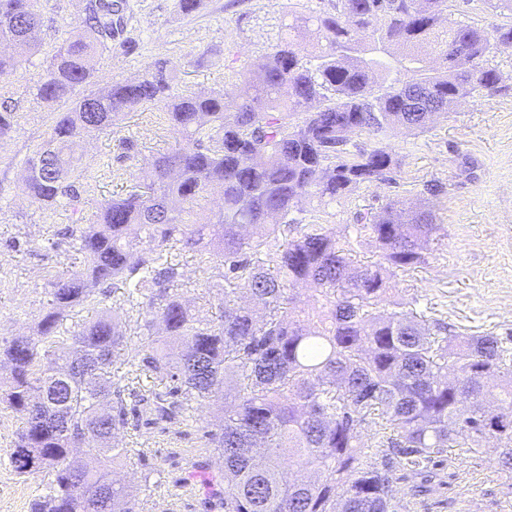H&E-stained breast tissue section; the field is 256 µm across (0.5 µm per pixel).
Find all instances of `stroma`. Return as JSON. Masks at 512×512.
<instances>
[{
	"label": "stroma",
	"instance_id": "obj_1",
	"mask_svg": "<svg viewBox=\"0 0 512 512\" xmlns=\"http://www.w3.org/2000/svg\"><path fill=\"white\" fill-rule=\"evenodd\" d=\"M119 7L128 47L113 46L99 59L92 87L126 82L166 62L175 74L176 93L224 88L230 71L259 61L262 46L283 36L282 6L270 0H202L196 13L179 11L177 0H113ZM89 0H39L48 38L71 29ZM35 56L15 75L0 80V103L14 105L17 122L0 144V344L30 335L50 300L51 275L72 269L75 254L55 246L56 233L78 217H91L100 203L125 195L132 180L157 153L175 147L178 136L159 126L153 112H137L115 131L77 138L75 151L96 179L86 194L82 215L65 209L45 210L24 190V162L48 138L54 116L30 90L43 64ZM506 76L508 88L484 98H468L423 133L396 130L384 139L400 166L388 184H362L331 203L302 201L305 215L321 214L325 223L344 229L356 212H376L388 200L414 205L424 184L440 185L430 198L438 223L448 235L429 256L427 265L398 273L402 297L423 296L437 313L447 316L458 334H512V48L491 60ZM183 278L178 295L191 308L216 317L221 271L198 263L184 246L170 250ZM97 302L85 305L79 319L92 322L115 315L131 341H138L137 315L124 303L121 283L109 282ZM20 414L0 408V512H29L47 476L20 478L8 464ZM117 440L123 448H144L157 470L158 486L141 489V466L120 465L114 473L136 499V512H185L197 496L173 497L169 452L181 442L174 434L144 427L129 428ZM450 464L431 485L416 512H512V495L504 494L493 455L460 456L449 452Z\"/></svg>",
	"mask_w": 512,
	"mask_h": 512
}]
</instances>
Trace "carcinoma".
I'll return each mask as SVG.
<instances>
[{
    "instance_id": "cac0c4a2",
    "label": "carcinoma",
    "mask_w": 512,
    "mask_h": 512,
    "mask_svg": "<svg viewBox=\"0 0 512 512\" xmlns=\"http://www.w3.org/2000/svg\"><path fill=\"white\" fill-rule=\"evenodd\" d=\"M484 2L508 21L442 29L452 0H329L317 16L290 4V35L256 67L236 72L228 89L178 96L161 66L74 97L112 51L110 0L89 8L82 34L57 39L34 85L54 112L50 162L40 149L25 161L34 203L81 211L92 176L71 144L84 131H110L152 107L182 144L156 156L126 196L102 203L92 223L59 232L83 266L50 283L33 335L0 345V407L24 419L10 464L24 477L53 476L31 512H102L103 487L112 512H135L108 470L71 460L75 448L112 463L146 460L103 437L130 424L202 432L174 479L200 474L201 512H411L450 448L493 452L512 491V340L457 335L418 297L392 298L397 272L427 264L430 245L447 236L426 200L358 212L340 235L293 217L306 198L334 201L393 180L397 160L379 145L389 131L423 133L457 100L507 88L489 60L512 46V0ZM306 33L318 45L309 54L294 38ZM0 45L1 77L43 52L37 0H0ZM385 57L411 79L391 76ZM356 135L371 145H354ZM216 189L224 206L203 220L201 201ZM365 238L377 250L367 265L356 260ZM172 244L224 268L220 319L170 293L182 279ZM110 280L138 312L139 344L129 347L106 316L60 336L61 322ZM299 284L311 291L300 309ZM244 288L263 315L238 302ZM172 340L185 349L167 352ZM123 351L154 388L138 394L112 381ZM219 397L215 419L199 425L196 412ZM400 481L409 483L404 500Z\"/></svg>"
}]
</instances>
